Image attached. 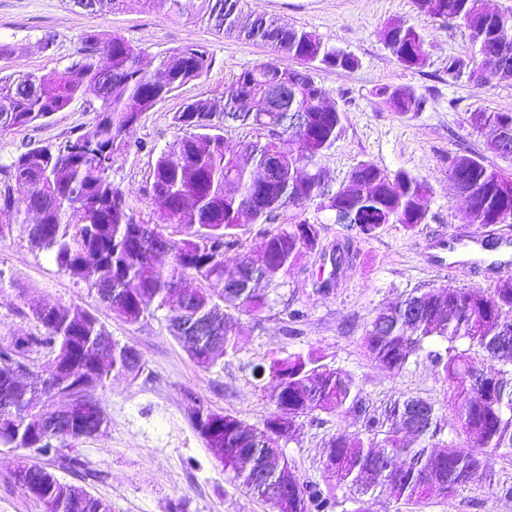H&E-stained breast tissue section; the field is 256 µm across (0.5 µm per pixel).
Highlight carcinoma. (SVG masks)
I'll use <instances>...</instances> for the list:
<instances>
[{
    "label": "carcinoma",
    "mask_w": 512,
    "mask_h": 512,
    "mask_svg": "<svg viewBox=\"0 0 512 512\" xmlns=\"http://www.w3.org/2000/svg\"><path fill=\"white\" fill-rule=\"evenodd\" d=\"M80 8L105 15L126 0H73ZM167 7L174 20L206 21L224 34L267 45L295 60L288 68L261 62L239 73L212 97L187 103L174 113L182 135L174 145L177 160L163 152L150 185L153 218H136L124 193L111 178L112 160L126 146L127 130L175 90L207 74L213 58L202 45H185L160 61L161 76L142 67L144 51L112 34L90 33L80 55L62 71L0 75V132L25 129L68 108L91 91L99 99L96 122L87 132L55 148H28L0 165V223L11 224L34 213L29 240L54 252L57 264L74 278L98 273L97 293L124 322L138 324L166 312L174 335L201 369L207 370L237 348V337L254 328L242 316H255L272 299L259 284L280 283L297 259L319 247L320 228L307 220L273 223L282 210L310 205L332 214L370 240L389 224L407 230L426 224L429 184L405 171L393 176L369 163L350 173L348 185L332 192L318 156L343 132L342 113L324 103L325 90L316 68L350 70L355 56L325 44L305 29L289 28L263 14L244 11L242 0H141ZM418 12L457 21L474 49L469 80L512 79V12L487 0H413ZM383 41L407 69L427 65L424 39L412 25L389 23ZM288 79L286 112H252L249 102H265L271 83ZM393 111L416 114L426 98L404 86L379 92ZM479 130L494 127L486 150L512 159V112L470 113ZM239 127L252 136L233 154L225 152L224 132ZM280 156L270 177V156ZM457 194L469 205L474 224L512 220V173L487 165L483 158L458 154L449 165ZM260 225L262 245L245 253L233 274L226 275L224 252L238 245V230ZM180 229L173 238L163 227ZM167 254L164 268L158 257ZM187 275L201 287L183 288ZM42 335L0 345V444L36 449L42 456L83 438L98 436L107 420L92 393L112 376L130 380L143 371L140 354L114 339L90 312L66 306L35 311ZM512 336V277L494 288L417 289L382 307L366 330L365 346L385 369L399 373L421 356L441 367L443 406L453 414L459 444L444 441L441 408L410 396L380 405L369 402L355 377L313 353H292L254 367L266 382L275 409H288L282 421L271 413L263 428H247L233 414L219 412L196 399L190 422L209 448L224 449V471L237 485L264 501L279 497L286 512H333L335 490L354 493L353 512H369L365 496L385 495L410 503L429 496L446 497L472 482L481 461L473 448H512V351L494 354L497 340ZM439 339L444 351L426 349ZM43 349L40 393L60 400V409L31 408L28 390L15 366L30 348ZM499 366L485 371L477 358ZM319 411L354 413L360 421L353 434L339 433L325 443L326 486L305 482L283 453L280 438L290 439L303 418ZM42 512H110L84 487L61 480L35 464L18 479Z\"/></svg>",
    "instance_id": "1"
}]
</instances>
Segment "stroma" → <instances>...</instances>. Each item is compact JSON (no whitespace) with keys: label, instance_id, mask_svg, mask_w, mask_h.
<instances>
[{"label":"stroma","instance_id":"35a3bbf8","mask_svg":"<svg viewBox=\"0 0 512 512\" xmlns=\"http://www.w3.org/2000/svg\"><path fill=\"white\" fill-rule=\"evenodd\" d=\"M246 8L312 31L358 60L352 70L315 73L328 102L344 115L341 136L318 160L330 188L345 186L363 162L391 175L402 170L430 185L429 220L412 231L391 224L379 237L360 240L328 212L310 207L301 214L280 213L281 224L300 215L317 224L321 244L297 260L283 284L270 289L272 306L260 314L252 333L239 337L237 352L207 370L198 368L173 337L164 313L136 325L123 322L87 281L63 271L51 251L32 247L26 225H5L0 230V344L40 334L35 308L65 305L93 313L143 359L137 379L116 376L95 391L107 418L103 433L63 448L58 457L28 455L30 463L86 487L112 512H273L269 503L230 482L205 447L188 419L192 396L236 415L246 426L261 427L274 407L255 382L253 366L312 350L351 373L374 403L411 395L442 402L443 386L430 359L391 373L370 356L364 336L371 319L383 303L418 288L487 289L512 275V247L464 258L455 252L442 265L433 246L438 239L512 237V222L472 223L465 200L450 185L449 160L459 153L484 156L487 164L512 172V163L486 150L492 130L475 132L469 122L471 112L480 109L512 112V79L478 86L467 75L448 73L449 60L467 63L473 56L464 26L418 13L413 0H246ZM389 22L421 32L428 56L423 70L401 66L386 48L381 32ZM92 31L118 34L142 47L151 71L168 52L190 44L205 46L214 59L206 76L144 113L127 134L126 148L113 156L114 183L135 216L146 221L152 216L148 189L155 161L171 151L179 135L173 114L186 102L222 90L241 71L280 56L265 45L218 34L207 23L169 19L163 8L146 7L141 0H127L106 16L76 8L71 0H0V42L10 46L9 56L0 58V73L63 70ZM47 37L54 45L45 51L40 42ZM397 86L425 96V110L407 116L391 110L380 91ZM97 106L90 95L45 122L0 134V164L32 146L65 145L93 126ZM347 242L356 255L354 264L332 270L333 251ZM287 308L302 310L303 318L286 321ZM358 425L351 414L315 413L284 443V452L302 480L322 481L325 441ZM72 455L81 459L82 468L64 465V457ZM480 459L478 478L454 495L418 504L380 495L370 500V512H512V496L506 493L512 487V453L503 448ZM18 461L17 449L0 445V512H41L15 480Z\"/></svg>","mask_w":512,"mask_h":512}]
</instances>
